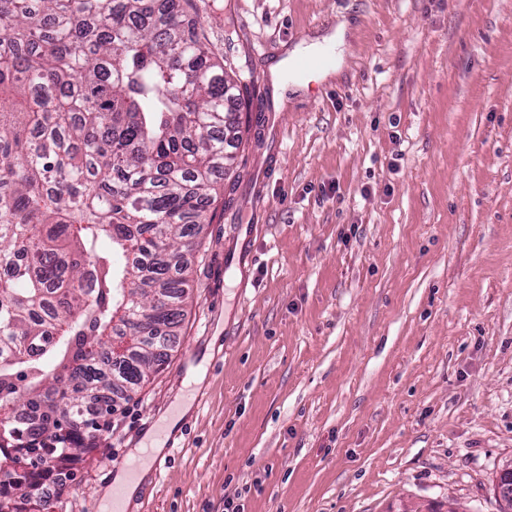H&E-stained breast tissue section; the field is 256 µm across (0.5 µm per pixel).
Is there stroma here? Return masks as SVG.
I'll return each instance as SVG.
<instances>
[{
	"mask_svg": "<svg viewBox=\"0 0 512 512\" xmlns=\"http://www.w3.org/2000/svg\"><path fill=\"white\" fill-rule=\"evenodd\" d=\"M252 118L185 249L167 363L73 466L100 512L182 393L131 512H502L512 463V0H193ZM348 22L338 76L270 66ZM250 261L234 258L242 243ZM203 365L193 389L189 369Z\"/></svg>",
	"mask_w": 512,
	"mask_h": 512,
	"instance_id": "obj_1",
	"label": "stroma"
}]
</instances>
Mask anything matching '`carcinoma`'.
Returning <instances> with one entry per match:
<instances>
[{
  "label": "carcinoma",
  "mask_w": 512,
  "mask_h": 512,
  "mask_svg": "<svg viewBox=\"0 0 512 512\" xmlns=\"http://www.w3.org/2000/svg\"><path fill=\"white\" fill-rule=\"evenodd\" d=\"M188 0H0V512L166 361L238 89ZM140 336L112 358V337Z\"/></svg>",
  "instance_id": "carcinoma-1"
}]
</instances>
